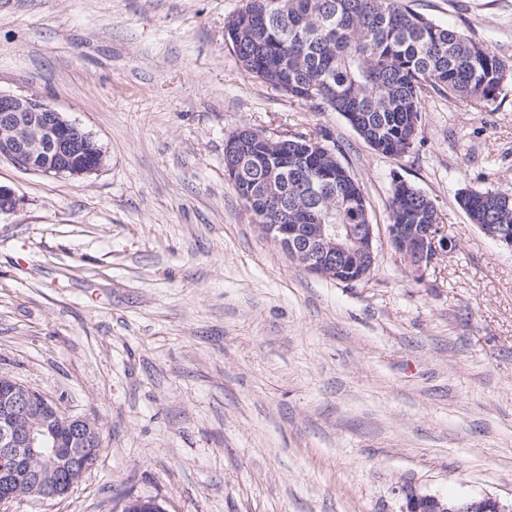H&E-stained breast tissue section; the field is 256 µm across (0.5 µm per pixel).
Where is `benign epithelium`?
Here are the masks:
<instances>
[{
  "label": "benign epithelium",
  "mask_w": 512,
  "mask_h": 512,
  "mask_svg": "<svg viewBox=\"0 0 512 512\" xmlns=\"http://www.w3.org/2000/svg\"><path fill=\"white\" fill-rule=\"evenodd\" d=\"M87 163H70L80 154ZM0 156L46 175L80 177L103 164L93 136L34 95L0 92ZM323 200L307 211L304 224H261L291 261L321 277L336 279L354 271L352 282L372 274L376 264L374 225L328 224ZM15 192L0 185V215L18 210ZM389 236L404 264L417 278L455 241L441 224H391ZM482 232L512 250V230L485 224ZM97 422L84 416L60 417L55 405L21 382L0 375V503L24 497L54 499L67 493L85 470L82 462L100 452ZM405 512H512L495 498L444 500L406 492Z\"/></svg>",
  "instance_id": "7a95c632"
}]
</instances>
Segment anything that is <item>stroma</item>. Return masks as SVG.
I'll return each mask as SVG.
<instances>
[{"label": "stroma", "instance_id": "1", "mask_svg": "<svg viewBox=\"0 0 512 512\" xmlns=\"http://www.w3.org/2000/svg\"><path fill=\"white\" fill-rule=\"evenodd\" d=\"M512 62V0H408ZM242 0H0V91L102 147L57 177L0 158V374L102 448L65 497L0 512H403L406 491L512 502V251L459 206L512 195V82L473 107L430 92L410 151L241 69ZM322 128L361 186L377 264L347 285L297 267L224 172V141ZM455 253L415 278L390 241L395 179Z\"/></svg>", "mask_w": 512, "mask_h": 512}]
</instances>
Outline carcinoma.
<instances>
[{
	"mask_svg": "<svg viewBox=\"0 0 512 512\" xmlns=\"http://www.w3.org/2000/svg\"><path fill=\"white\" fill-rule=\"evenodd\" d=\"M224 42L251 78L283 90L288 98L317 112L356 119L355 131L374 150L400 156L412 148L422 126L421 101L428 90L472 105L495 100L512 79V65L451 26L412 10L405 0H245L224 24ZM318 132L288 137L279 149L254 134L241 141L243 181L237 193L262 196L267 169L279 154L288 165L303 144L312 148L310 182L279 175V193L288 208L272 224H294L311 203L309 190L321 185L328 167L315 145ZM335 197L326 208L330 224H367L360 186L336 161ZM395 224H438L431 198L415 186H394ZM462 209L474 224L512 227L508 195L471 189Z\"/></svg>",
	"mask_w": 512,
	"mask_h": 512,
	"instance_id": "cac0c4a2",
	"label": "carcinoma"
}]
</instances>
